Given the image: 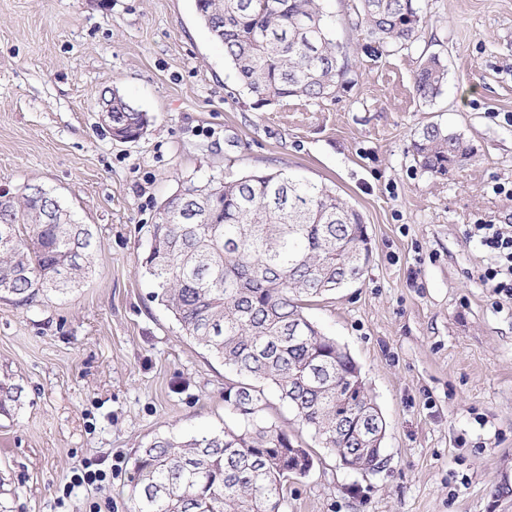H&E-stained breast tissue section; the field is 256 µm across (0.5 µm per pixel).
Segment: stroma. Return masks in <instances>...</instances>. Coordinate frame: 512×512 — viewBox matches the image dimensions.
Returning a JSON list of instances; mask_svg holds the SVG:
<instances>
[{"instance_id":"stroma-1","label":"stroma","mask_w":512,"mask_h":512,"mask_svg":"<svg viewBox=\"0 0 512 512\" xmlns=\"http://www.w3.org/2000/svg\"><path fill=\"white\" fill-rule=\"evenodd\" d=\"M328 0L355 84L335 101L253 109L195 0H0V186L37 184L90 225L93 272L65 295L0 299V512H129L133 452L167 433L238 425L221 361L152 302L148 228L181 182L284 170L363 216L362 277L306 314L359 364L386 423L383 463L344 468L286 405L270 420L315 449L285 512H512V298L478 287L493 261L471 224H512V0H419L421 38L377 55ZM447 82L431 105L422 51ZM119 92L147 112L134 142L99 119ZM438 123L476 156L435 177L411 142ZM109 471L65 491L84 467ZM446 77L447 70L439 55L422 54L414 78L415 97L423 103L432 101L440 94Z\"/></svg>"}]
</instances>
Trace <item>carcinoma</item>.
<instances>
[{
  "label": "carcinoma",
  "instance_id": "carcinoma-1",
  "mask_svg": "<svg viewBox=\"0 0 512 512\" xmlns=\"http://www.w3.org/2000/svg\"><path fill=\"white\" fill-rule=\"evenodd\" d=\"M324 0H196V11L253 99V109L288 99L324 102L349 88L352 65L337 44ZM415 0H360L355 27L376 50H408L420 39ZM447 70L422 54L415 97L440 94ZM112 104V136H142L147 113L125 98ZM419 166L442 177L467 164L473 146L438 124L412 144ZM363 216L333 189L281 171L186 181L159 206L142 266L151 298L232 372L224 402L237 429L160 435L134 452L132 512H284L290 476L314 465L303 447L265 418L268 392L294 412L321 447L349 469L382 459L360 441L359 425L386 428L361 369L304 313L313 299L358 280L367 243ZM94 235L64 205L20 198L0 204V298L28 305L66 292L91 272ZM19 387L0 379V411L16 408Z\"/></svg>",
  "mask_w": 512,
  "mask_h": 512
}]
</instances>
